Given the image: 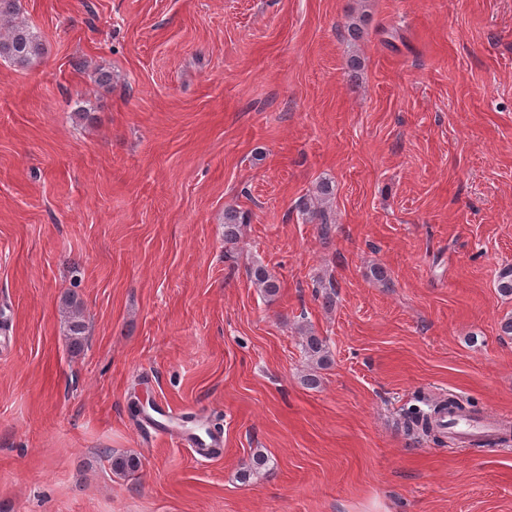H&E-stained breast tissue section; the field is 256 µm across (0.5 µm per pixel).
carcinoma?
I'll use <instances>...</instances> for the list:
<instances>
[{"instance_id":"1","label":"carcinoma","mask_w":512,"mask_h":512,"mask_svg":"<svg viewBox=\"0 0 512 512\" xmlns=\"http://www.w3.org/2000/svg\"><path fill=\"white\" fill-rule=\"evenodd\" d=\"M45 53L41 36L32 26L20 16L18 0H0V58L11 61L14 65L27 68L37 63ZM332 186L321 183L315 194L302 200L301 212L308 220L318 224L320 237L330 239L332 224L335 223L328 209ZM248 223V216L233 208L224 210V243L234 245L240 236L241 226ZM250 277L258 288L268 297H274L279 291L278 278L261 265L255 264L250 269ZM64 318L66 336L69 338L73 352L82 350L86 336V322L83 306L75 296L64 300ZM303 348L312 361L314 369H322L330 362L329 351L324 341L313 332L307 331L303 337ZM416 401L427 406L423 410L418 406L410 408L402 422L404 432L409 436H426L441 441V429L432 425V417L442 413L444 409H465V405L455 397H449L441 402L430 401L424 397H416ZM112 470L119 473L133 474L140 468L139 458L131 455L114 456L111 459Z\"/></svg>"}]
</instances>
